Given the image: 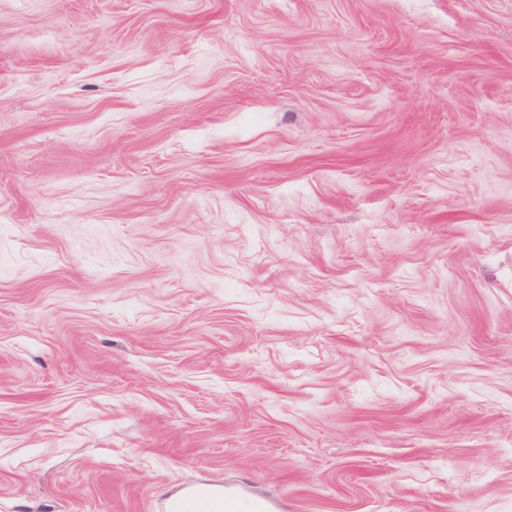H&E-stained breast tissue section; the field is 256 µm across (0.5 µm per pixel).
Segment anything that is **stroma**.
<instances>
[{
	"mask_svg": "<svg viewBox=\"0 0 512 512\" xmlns=\"http://www.w3.org/2000/svg\"><path fill=\"white\" fill-rule=\"evenodd\" d=\"M512 512V0H0V512ZM169 512H270L268 502L200 487L170 500Z\"/></svg>",
	"mask_w": 512,
	"mask_h": 512,
	"instance_id": "1",
	"label": "stroma"
}]
</instances>
